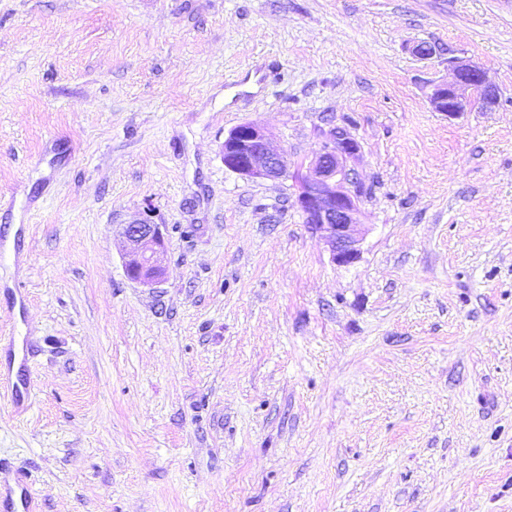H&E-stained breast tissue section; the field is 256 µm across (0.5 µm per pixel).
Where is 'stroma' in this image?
<instances>
[{"mask_svg":"<svg viewBox=\"0 0 512 512\" xmlns=\"http://www.w3.org/2000/svg\"><path fill=\"white\" fill-rule=\"evenodd\" d=\"M452 56L491 109L432 110ZM244 122L290 168L352 127L357 262L225 169ZM147 211L153 287L119 234ZM17 350L0 483L38 512H512V0H0ZM122 226L121 233L127 243L124 263L127 276L143 285L158 283L164 275L165 237L161 224L141 217Z\"/></svg>","mask_w":512,"mask_h":512,"instance_id":"obj_1","label":"stroma"}]
</instances>
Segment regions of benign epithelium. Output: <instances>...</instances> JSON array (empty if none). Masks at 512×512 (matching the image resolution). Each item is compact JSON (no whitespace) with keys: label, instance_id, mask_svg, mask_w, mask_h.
<instances>
[{"label":"benign epithelium","instance_id":"benign-epithelium-1","mask_svg":"<svg viewBox=\"0 0 512 512\" xmlns=\"http://www.w3.org/2000/svg\"><path fill=\"white\" fill-rule=\"evenodd\" d=\"M448 69L453 81L432 85L429 103L434 111L456 118L496 103L497 90L487 83L479 66L461 57H450ZM321 137L314 159L290 175L272 146L269 130L244 122L224 137L222 160L225 168L243 178H292L295 204L304 223L323 240L336 264L348 266L359 259L365 235L360 208L363 187L352 166L361 146L344 126L335 125L321 132ZM122 236L127 243V276L143 285L158 283L164 275L165 237L161 225L141 217L123 225Z\"/></svg>","mask_w":512,"mask_h":512}]
</instances>
